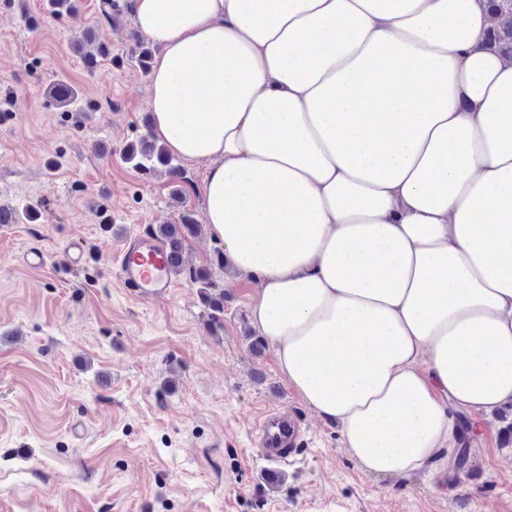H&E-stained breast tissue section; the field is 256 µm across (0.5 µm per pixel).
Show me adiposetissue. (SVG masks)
<instances>
[{
    "label": "adipose tissue",
    "mask_w": 512,
    "mask_h": 512,
    "mask_svg": "<svg viewBox=\"0 0 512 512\" xmlns=\"http://www.w3.org/2000/svg\"><path fill=\"white\" fill-rule=\"evenodd\" d=\"M251 323L363 471L512 401V57L486 0H132Z\"/></svg>",
    "instance_id": "adipose-tissue-1"
}]
</instances>
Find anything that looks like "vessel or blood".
<instances>
[{
	"label": "vessel or blood",
	"instance_id": "obj_1",
	"mask_svg": "<svg viewBox=\"0 0 512 512\" xmlns=\"http://www.w3.org/2000/svg\"><path fill=\"white\" fill-rule=\"evenodd\" d=\"M117 279L122 288L139 299L158 298L173 286L171 249L154 236H125L114 255ZM260 443L273 462H281L287 448L300 436L296 416L280 410L268 411L258 425Z\"/></svg>",
	"mask_w": 512,
	"mask_h": 512
}]
</instances>
